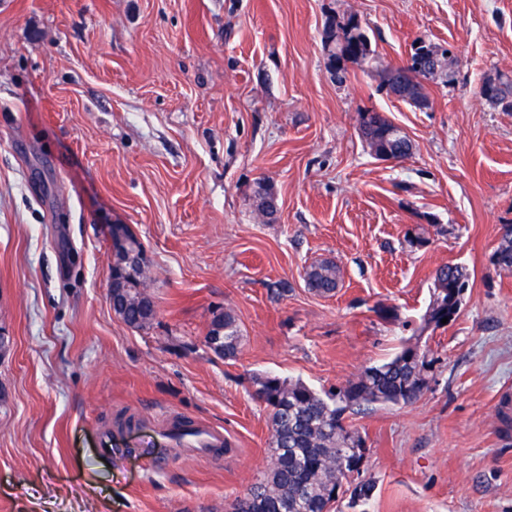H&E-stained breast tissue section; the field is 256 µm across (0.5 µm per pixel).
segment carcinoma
<instances>
[{"label": "carcinoma", "instance_id": "1", "mask_svg": "<svg viewBox=\"0 0 512 512\" xmlns=\"http://www.w3.org/2000/svg\"><path fill=\"white\" fill-rule=\"evenodd\" d=\"M324 49L328 66L335 75L342 69L336 63L344 60L363 63L371 58L370 38L357 17L349 16L343 27V39H336V21H327L324 29ZM413 65L398 74L400 82L410 95L423 98L421 107H429L425 85L419 81L426 56L414 50ZM502 88L482 96L492 105L512 109V78L500 76ZM387 119L371 117L369 131L379 141L386 142L390 150L409 155L405 141L385 139ZM258 208L265 214L275 211V196L271 186L259 182L254 191ZM498 268L512 272V235L502 236L494 253ZM304 281L312 292L328 296L339 287L340 271L331 260L310 265L304 272ZM434 282L460 291L468 288V274L457 265L439 267ZM448 307V295L431 296L422 317L423 328H439L437 303ZM114 313L133 328L146 327L155 320L157 311L152 300L142 303L134 300L113 307ZM223 336L222 357L237 356L244 336L235 313L227 308L212 311L210 329L204 343L212 347L215 336ZM414 342L406 340L401 350L388 362L370 366L338 393H320L300 380H288L276 375L258 373L252 377L253 397L270 409L272 424L271 464L261 480L243 497L227 506L233 512H327L325 492L333 485H341L354 473L355 465L363 458L356 450L354 438L359 432L348 428L344 414L364 405L408 403L405 392L418 382H427L423 374L426 356L413 354ZM374 491L370 481L359 482L351 490V504L369 500Z\"/></svg>", "mask_w": 512, "mask_h": 512}]
</instances>
